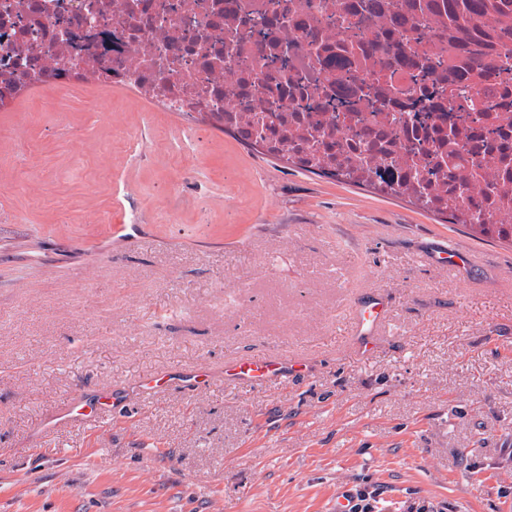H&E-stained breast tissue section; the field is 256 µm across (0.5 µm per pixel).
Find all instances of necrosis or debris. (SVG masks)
Segmentation results:
<instances>
[{
    "label": "necrosis or debris",
    "mask_w": 512,
    "mask_h": 512,
    "mask_svg": "<svg viewBox=\"0 0 512 512\" xmlns=\"http://www.w3.org/2000/svg\"><path fill=\"white\" fill-rule=\"evenodd\" d=\"M471 2L0 0V112L128 90L287 167L510 226L512 0Z\"/></svg>",
    "instance_id": "obj_1"
}]
</instances>
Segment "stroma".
Segmentation results:
<instances>
[{
    "mask_svg": "<svg viewBox=\"0 0 512 512\" xmlns=\"http://www.w3.org/2000/svg\"><path fill=\"white\" fill-rule=\"evenodd\" d=\"M376 294L366 358L341 327ZM257 352L307 368L225 387V361ZM148 373L174 384L141 393ZM106 393V423L60 422ZM361 493L512 512V244L125 91L0 114V512H332Z\"/></svg>",
    "mask_w": 512,
    "mask_h": 512,
    "instance_id": "stroma-1",
    "label": "stroma"
}]
</instances>
